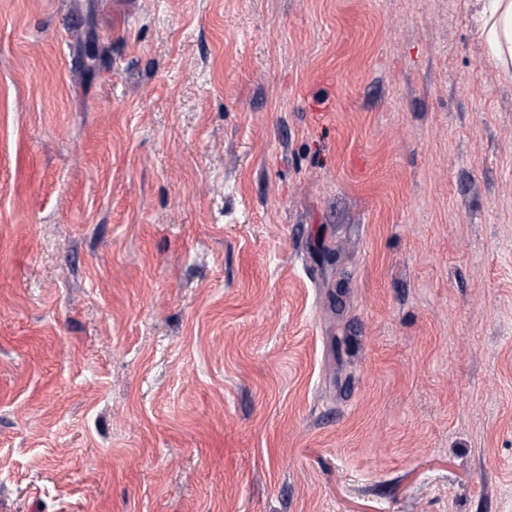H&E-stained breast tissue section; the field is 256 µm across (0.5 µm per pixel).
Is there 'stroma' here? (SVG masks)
Returning <instances> with one entry per match:
<instances>
[{
    "instance_id": "35a3bbf8",
    "label": "stroma",
    "mask_w": 512,
    "mask_h": 512,
    "mask_svg": "<svg viewBox=\"0 0 512 512\" xmlns=\"http://www.w3.org/2000/svg\"><path fill=\"white\" fill-rule=\"evenodd\" d=\"M0 512H512L471 0H0Z\"/></svg>"
}]
</instances>
